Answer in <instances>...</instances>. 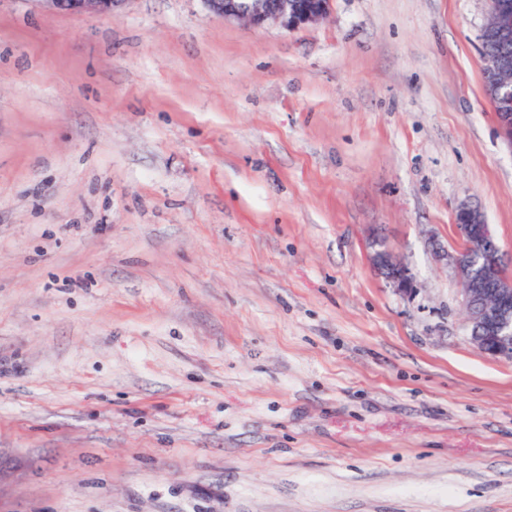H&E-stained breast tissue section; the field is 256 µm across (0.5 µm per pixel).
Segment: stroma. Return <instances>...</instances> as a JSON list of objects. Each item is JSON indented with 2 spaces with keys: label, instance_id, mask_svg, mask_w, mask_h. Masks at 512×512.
Returning <instances> with one entry per match:
<instances>
[{
  "label": "stroma",
  "instance_id": "obj_1",
  "mask_svg": "<svg viewBox=\"0 0 512 512\" xmlns=\"http://www.w3.org/2000/svg\"><path fill=\"white\" fill-rule=\"evenodd\" d=\"M488 16L0 0V512H512V361L436 257L466 205L512 277ZM33 2L53 12L72 15L96 13L112 16V13L126 0H33ZM224 20H245L255 27L288 30L315 23L330 11L332 0H202ZM370 260L378 272L399 294L411 296L417 286L409 266L397 258L392 249L379 238L370 242Z\"/></svg>",
  "mask_w": 512,
  "mask_h": 512
}]
</instances>
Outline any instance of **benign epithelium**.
Returning <instances> with one entry per match:
<instances>
[{"label": "benign epithelium", "mask_w": 512, "mask_h": 512, "mask_svg": "<svg viewBox=\"0 0 512 512\" xmlns=\"http://www.w3.org/2000/svg\"><path fill=\"white\" fill-rule=\"evenodd\" d=\"M40 7L59 13L82 15L112 14L126 0H33ZM332 0H203L214 14L226 20H245L255 27L276 25L288 30L315 23L330 11ZM484 39L512 44V0H491L490 16L482 28ZM493 74L492 95L501 131H512V58L491 56L484 59ZM458 236L470 253L437 252L462 282L463 309L470 339L484 353L512 360V280L493 276L489 267L501 268L502 257L495 235L484 217L467 206L455 215ZM370 260L399 294L410 296L416 282L409 266L397 258L382 240L370 242Z\"/></svg>", "instance_id": "7a95c632"}]
</instances>
